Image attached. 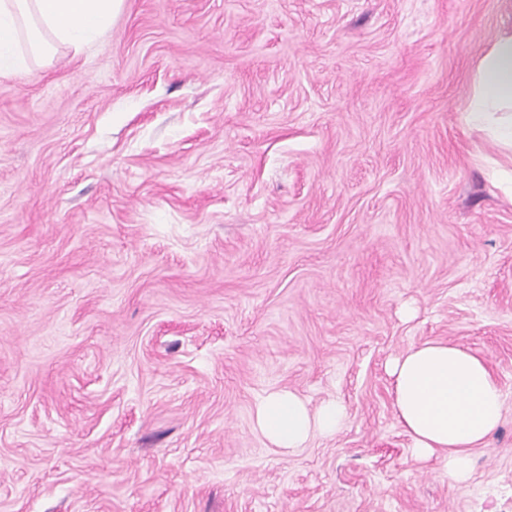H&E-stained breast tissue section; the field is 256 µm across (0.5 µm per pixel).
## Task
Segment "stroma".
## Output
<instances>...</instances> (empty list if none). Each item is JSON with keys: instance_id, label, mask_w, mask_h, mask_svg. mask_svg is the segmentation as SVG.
I'll list each match as a JSON object with an SVG mask.
<instances>
[{"instance_id": "stroma-1", "label": "stroma", "mask_w": 512, "mask_h": 512, "mask_svg": "<svg viewBox=\"0 0 512 512\" xmlns=\"http://www.w3.org/2000/svg\"><path fill=\"white\" fill-rule=\"evenodd\" d=\"M512 0H124L0 76V512H512V152L466 121ZM505 401L449 482L388 361ZM340 398L285 454L265 393Z\"/></svg>"}]
</instances>
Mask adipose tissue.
<instances>
[{
  "instance_id": "1",
  "label": "adipose tissue",
  "mask_w": 512,
  "mask_h": 512,
  "mask_svg": "<svg viewBox=\"0 0 512 512\" xmlns=\"http://www.w3.org/2000/svg\"><path fill=\"white\" fill-rule=\"evenodd\" d=\"M122 4L0 0V75L20 72L31 58L49 61L61 45H92L107 33ZM466 112L470 122L512 146V30L498 33L480 56ZM388 371L413 458L443 453L449 480L469 483L471 452L499 426L504 412L501 388L486 360L446 342H423L392 358ZM255 418L273 445L293 451L314 437L335 436L346 410L333 398L313 408L295 392L277 389L258 402Z\"/></svg>"
}]
</instances>
